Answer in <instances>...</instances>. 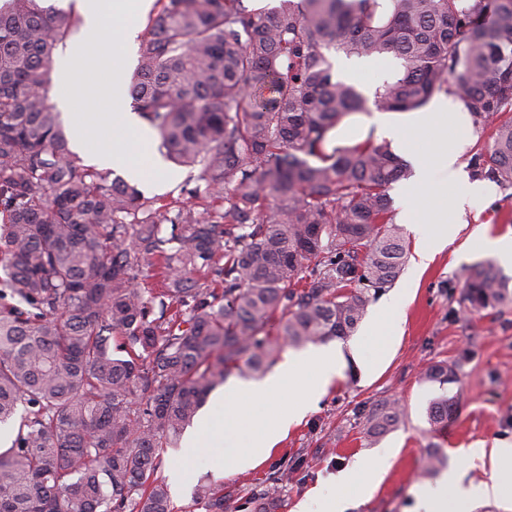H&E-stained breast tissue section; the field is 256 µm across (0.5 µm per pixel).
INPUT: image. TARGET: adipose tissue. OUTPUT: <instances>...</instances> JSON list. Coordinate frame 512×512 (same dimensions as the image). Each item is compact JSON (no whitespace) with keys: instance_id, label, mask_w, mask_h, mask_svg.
Wrapping results in <instances>:
<instances>
[{"instance_id":"adipose-tissue-1","label":"adipose tissue","mask_w":512,"mask_h":512,"mask_svg":"<svg viewBox=\"0 0 512 512\" xmlns=\"http://www.w3.org/2000/svg\"><path fill=\"white\" fill-rule=\"evenodd\" d=\"M152 0H77L86 32L84 40L71 44L66 54L70 59L58 74L62 84H79L82 96L95 109L80 118L72 117L67 99H57L63 114L69 115L71 143L83 151L92 137L111 128H121L148 140L152 132L131 110V98L125 79L128 62L127 44L132 31L124 23L127 13L145 14ZM112 18V48L93 53L91 42L103 34L102 22ZM105 73V80L81 84L77 78L86 64ZM455 121H463L468 111L464 101L449 96L436 102L423 112L406 115L403 123H395L383 113L372 119L377 138L397 142L404 151L412 152L415 175L403 189L406 205L401 212L403 222L417 226L420 245L417 250L419 267H427L435 255L449 245L455 236L456 226L462 223L465 206L472 199L494 194L495 187L486 181L470 179L461 161V149L453 142L450 128L442 121L446 115ZM440 128L441 135L430 153H413L412 143L416 136L431 128ZM88 150V149H87ZM454 187L455 196L450 207L422 209L425 194H440L446 187ZM303 363L316 365L319 377L305 382L299 372ZM344 357L339 349L315 347L302 355L294 356L268 378L232 387L224 396L214 399V414L204 415L199 421L198 436L189 438V450L200 447L224 448V472L233 474L254 468L267 459L274 446L273 441H252L242 446L234 445L238 430L239 411L237 400L246 397L260 405L264 414L274 424L279 434H287L289 428L299 422L326 392L332 381L342 374ZM293 383L288 396H281L283 382ZM388 468L387 456H377L355 463L336 476V497L325 504L326 512H343L348 499L347 489L358 478H365L369 487H376ZM415 512H470L472 505L482 500L512 503V473L500 475L489 483L467 481L465 473L452 469L433 483L415 487Z\"/></svg>"}]
</instances>
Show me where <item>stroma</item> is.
<instances>
[{
	"instance_id": "stroma-1",
	"label": "stroma",
	"mask_w": 512,
	"mask_h": 512,
	"mask_svg": "<svg viewBox=\"0 0 512 512\" xmlns=\"http://www.w3.org/2000/svg\"><path fill=\"white\" fill-rule=\"evenodd\" d=\"M130 150L143 169L138 187L145 195L170 192L188 175L186 168L168 161L155 169L157 145L134 143ZM482 225L491 234L512 237V186L500 184L493 196L473 199L454 243L426 269L408 261L392 287L369 305L357 330L361 337L380 305L392 302L399 308L397 338L390 353H383L375 342L356 353L350 340H336L345 359L341 377L301 422L278 438L268 460L255 469L228 475L223 449H166L165 473H179L185 485L184 493L172 494L174 507L179 510L189 504L195 486L204 478L248 498L277 472L283 456L293 455L299 464L279 487L277 512H295L315 486H322L324 495H334L338 471L389 452L391 466L378 489L367 498L352 493L346 512H413V488L422 481L420 469L429 448H438L448 464L457 465L459 449L512 444V303L470 316L463 300L468 268L492 260L468 245L471 234ZM441 360L457 370L455 383L444 390L422 379L425 369ZM444 391L454 397L456 410L434 426L427 419V408ZM388 398L403 406L402 422L377 439H365L363 410Z\"/></svg>"
}]
</instances>
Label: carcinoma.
<instances>
[{
	"mask_svg": "<svg viewBox=\"0 0 512 512\" xmlns=\"http://www.w3.org/2000/svg\"><path fill=\"white\" fill-rule=\"evenodd\" d=\"M0 0V512H173L163 449L228 376L287 347L352 335L408 259L392 184L409 164L374 130L333 133L368 103L411 112L458 95L494 126L488 177L512 186V0H157L138 44L136 112L173 163L198 170L166 200L71 150L49 102L76 20ZM400 61L367 95L328 52ZM491 263L468 271L472 312L512 301ZM456 366H428L441 387ZM453 399L428 409L435 425ZM403 412L363 413L379 437ZM257 493L276 504L277 484ZM192 506L242 512L224 483Z\"/></svg>",
	"mask_w": 512,
	"mask_h": 512,
	"instance_id": "cac0c4a2",
	"label": "carcinoma"
}]
</instances>
